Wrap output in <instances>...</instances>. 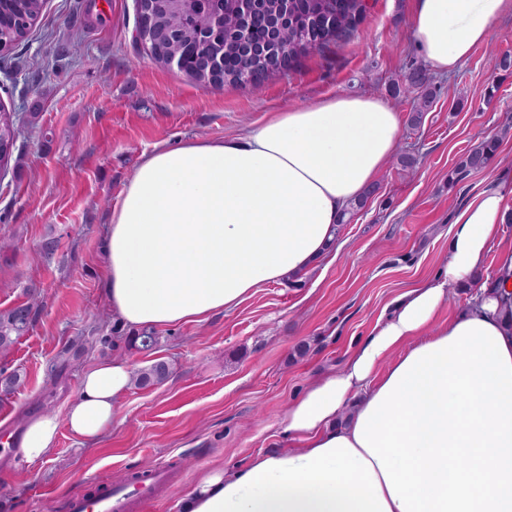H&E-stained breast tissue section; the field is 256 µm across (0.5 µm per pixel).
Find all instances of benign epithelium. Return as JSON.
Returning a JSON list of instances; mask_svg holds the SVG:
<instances>
[{"label":"benign epithelium","instance_id":"7a95c632","mask_svg":"<svg viewBox=\"0 0 512 512\" xmlns=\"http://www.w3.org/2000/svg\"><path fill=\"white\" fill-rule=\"evenodd\" d=\"M203 0H137L140 13L139 25L133 38L146 44L151 60L167 67L183 69L179 57L181 30L158 25L156 14L164 12L178 15L183 20L191 19L197 5ZM231 4L234 25L230 42L237 52L258 61L253 74L242 77V82L251 84L261 81L265 75L283 73L292 68L294 62L288 54L280 51L283 29L288 19V0H225ZM224 10L209 15L204 28H195L192 36L206 45L207 51L199 66L187 74L191 80L203 85L231 83L224 75Z\"/></svg>","mask_w":512,"mask_h":512}]
</instances>
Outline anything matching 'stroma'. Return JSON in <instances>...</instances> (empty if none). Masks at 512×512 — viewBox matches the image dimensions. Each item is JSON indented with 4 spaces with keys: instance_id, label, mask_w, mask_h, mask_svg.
Returning <instances> with one entry per match:
<instances>
[{
    "instance_id": "35a3bbf8",
    "label": "stroma",
    "mask_w": 512,
    "mask_h": 512,
    "mask_svg": "<svg viewBox=\"0 0 512 512\" xmlns=\"http://www.w3.org/2000/svg\"><path fill=\"white\" fill-rule=\"evenodd\" d=\"M365 3L350 39L256 86L204 87L153 62L133 44L134 0H46L12 59L0 62V103L37 115L0 178V238L11 242L0 251V311L38 304L29 331L0 353V380L20 376L13 389L0 383V435L23 434L47 411L65 418L99 362L171 368L160 384L130 388L97 440L64 427L48 461L0 463V512H66L69 499L126 486L156 465L168 481L151 500L130 497L128 512H181L205 472L286 447L291 401L345 368L396 299L435 271L453 214L512 173V71L492 62L512 55L510 14L454 71L431 73V108L400 133L413 172L388 162L375 195L343 225L339 251L303 279L261 285L228 313L157 329L154 350L127 347L134 330L105 293L106 228L144 153L233 136L331 95H376L410 112L411 93L394 86L424 63L412 0ZM73 41L78 51L67 52ZM496 136L493 163L449 184L464 154Z\"/></svg>"
}]
</instances>
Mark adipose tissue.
Here are the masks:
<instances>
[{
	"mask_svg": "<svg viewBox=\"0 0 512 512\" xmlns=\"http://www.w3.org/2000/svg\"><path fill=\"white\" fill-rule=\"evenodd\" d=\"M512 0H413L415 46L436 72L487 43ZM403 113L331 96L220 140L143 155L107 228L105 291L125 324L199 323L261 285L306 276L340 215L378 181ZM512 185L457 211L434 274L408 289L346 368L291 402L287 448L204 474L184 512H512ZM494 273L477 280L486 256ZM470 288L449 310L448 291ZM123 359L86 372L65 419L28 421L18 451L47 460L60 426L85 441L129 390Z\"/></svg>",
	"mask_w": 512,
	"mask_h": 512,
	"instance_id": "1",
	"label": "adipose tissue"
}]
</instances>
